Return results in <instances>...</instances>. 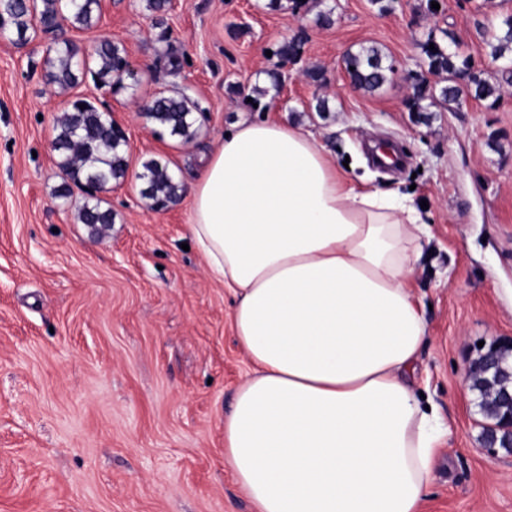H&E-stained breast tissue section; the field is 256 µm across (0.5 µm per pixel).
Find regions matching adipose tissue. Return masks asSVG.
I'll use <instances>...</instances> for the list:
<instances>
[{"mask_svg":"<svg viewBox=\"0 0 512 512\" xmlns=\"http://www.w3.org/2000/svg\"><path fill=\"white\" fill-rule=\"evenodd\" d=\"M192 241L251 365L224 462L256 512H420L445 429L415 378L425 218L307 124L243 120L191 187Z\"/></svg>","mask_w":512,"mask_h":512,"instance_id":"obj_1","label":"adipose tissue"}]
</instances>
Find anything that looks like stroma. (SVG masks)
Returning a JSON list of instances; mask_svg holds the SVG:
<instances>
[{
    "instance_id": "obj_1",
    "label": "stroma",
    "mask_w": 512,
    "mask_h": 512,
    "mask_svg": "<svg viewBox=\"0 0 512 512\" xmlns=\"http://www.w3.org/2000/svg\"><path fill=\"white\" fill-rule=\"evenodd\" d=\"M440 4L433 14L426 0H395L382 15L371 0H322L333 23L321 27L289 0H170L163 33L144 0H100L91 29L0 40V512H254L224 465V413L249 363L231 296L189 246L188 188L224 131L269 108L312 125L356 183L428 202L413 277L429 334L417 383L450 433L423 512H512V453L488 454L466 386L480 343L512 338V74L483 40L512 16V0ZM450 35L498 82L497 104L409 111V77L427 71L422 43ZM294 37L296 60L272 56ZM61 38L122 46L135 70L127 92L89 75L66 90L48 83L46 50ZM362 44L396 68L372 94L343 69ZM168 50L183 58L180 74ZM311 66L325 84L305 76ZM257 85L268 93L256 110L245 95ZM159 92L199 105L193 141L155 136L140 105ZM75 98L111 112L129 139L125 181L99 194L112 222L97 233L77 219L85 189L55 196L54 124ZM151 159L183 187L163 210L140 194Z\"/></svg>"
}]
</instances>
